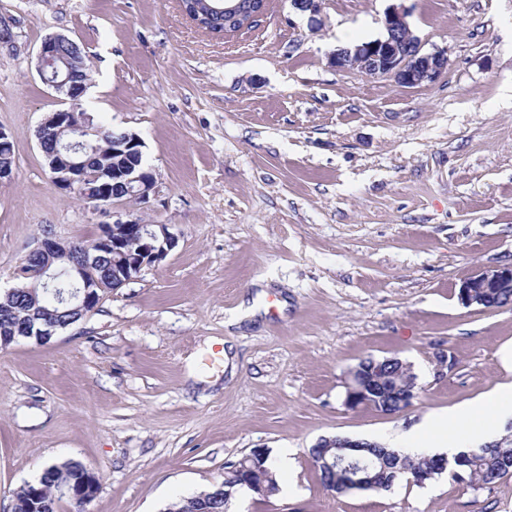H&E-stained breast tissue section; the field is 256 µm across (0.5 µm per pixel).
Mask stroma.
I'll use <instances>...</instances> for the list:
<instances>
[{
    "instance_id": "obj_1",
    "label": "stroma",
    "mask_w": 512,
    "mask_h": 512,
    "mask_svg": "<svg viewBox=\"0 0 512 512\" xmlns=\"http://www.w3.org/2000/svg\"><path fill=\"white\" fill-rule=\"evenodd\" d=\"M393 3L324 0L312 19L266 0L219 38L179 0H0L15 151L0 291L44 226L89 242L105 220L53 185L36 138L63 106L35 68L53 33L86 52L84 110L144 141L156 192L131 214L178 238L48 343L0 351V512L67 460L100 480L87 512H164L259 447L295 449V466L276 495L239 493L229 512H512V476L335 496L311 464L320 438L383 440L491 391L512 345V306L458 296L512 264V0H404L425 50L448 52L433 84L331 67L336 48L382 34ZM370 356L412 365V407L346 406L348 372ZM488 288L512 289V266L484 268L478 271L462 282L459 288V299L467 307L474 305L487 310L488 308L483 305L484 289Z\"/></svg>"
}]
</instances>
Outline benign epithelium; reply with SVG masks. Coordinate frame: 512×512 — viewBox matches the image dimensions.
I'll return each instance as SVG.
<instances>
[{"label":"benign epithelium","instance_id":"benign-epithelium-1","mask_svg":"<svg viewBox=\"0 0 512 512\" xmlns=\"http://www.w3.org/2000/svg\"><path fill=\"white\" fill-rule=\"evenodd\" d=\"M264 8H253L244 0H224V15L242 22L247 28L262 16ZM384 34L370 42L352 48L334 51L329 61L340 71H360L369 75L385 76L405 88H414L435 82L448 66L445 49L433 52L423 50V43L412 30L408 12L397 6L385 13ZM70 42L63 34H53L44 39L36 59V71L42 82L64 97L68 107L55 111L41 122L36 136L41 141L52 131L61 137L59 145L51 153L47 166L53 184L66 192L83 190L87 181L96 180L93 209L106 210L123 200L133 199L139 203L148 202L155 192L153 174L131 161L143 153V140L132 130H126L112 139V157L120 163L112 166V180L100 179V175L89 172L88 162L80 160L79 153L88 146L86 127L73 124L72 112L78 109L87 87L75 81L77 72L83 67L79 57L64 58L62 46ZM177 245V237L168 224H143L131 214L116 216V219L102 226L97 250L93 253L77 251L73 241L59 238L52 229L43 233L38 246L28 253L37 259V268L43 277L42 288H47L57 278L53 263L59 257L71 256L79 275V282L67 304L74 310L87 315L96 310L92 302L104 285L93 275L98 269L100 253H112V266L107 271L112 289L125 286L138 279L144 270L164 259ZM488 288L512 289V266L484 268L464 280L459 288V299L467 307H483L484 290ZM345 405L351 409L371 405L370 395L361 385L356 370L349 372L346 382ZM327 448H369L366 439L341 438L336 443L332 438H323Z\"/></svg>","mask_w":512,"mask_h":512}]
</instances>
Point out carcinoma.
<instances>
[{
    "label": "carcinoma",
    "mask_w": 512,
    "mask_h": 512,
    "mask_svg": "<svg viewBox=\"0 0 512 512\" xmlns=\"http://www.w3.org/2000/svg\"><path fill=\"white\" fill-rule=\"evenodd\" d=\"M187 7L188 16L203 24V30L214 35L224 31L232 32L237 29L236 23L228 22L224 17H201L196 6L202 0H181ZM74 122L79 125H89L100 131L95 139L82 152V157L89 161V168L96 173L112 171V156L108 154L112 138L122 133L109 127L94 123L93 118L85 110L75 112ZM29 283L20 280L15 292L9 296H0V335L21 336L26 333L32 319H37L44 325H58L63 329L73 324L76 313L66 312L61 308L44 305L38 291L28 290ZM361 381L379 389L375 394V403L380 408L395 413L402 410L399 393L406 380L415 377L412 370H400L397 361L380 363L377 359L368 357L358 363ZM323 449L313 448L310 456L323 489L331 494L343 495L352 489L356 479L366 476V466L371 462L384 463L389 471H397V480L404 479L402 470L410 471V476L420 475L424 480H435L443 474H450L452 480L469 482L471 484H491L512 473V434L502 435L495 448L480 445L454 457L453 464L444 468L440 465L441 457L429 454L413 456L401 453L395 448H363L349 451L344 448H333L327 458L343 457L349 461V468L336 466L332 469L322 461ZM96 482L95 475L80 461H64L48 464L40 479L25 484L13 494L12 512H30L29 504L33 498H38L46 512H56L57 503L62 497L57 494V487L62 483L80 486H90Z\"/></svg>",
    "instance_id": "1"
}]
</instances>
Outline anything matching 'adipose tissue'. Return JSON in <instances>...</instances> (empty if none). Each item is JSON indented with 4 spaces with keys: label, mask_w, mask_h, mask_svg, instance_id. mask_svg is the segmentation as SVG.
<instances>
[{
    "label": "adipose tissue",
    "mask_w": 512,
    "mask_h": 512,
    "mask_svg": "<svg viewBox=\"0 0 512 512\" xmlns=\"http://www.w3.org/2000/svg\"><path fill=\"white\" fill-rule=\"evenodd\" d=\"M512 419V382L500 384L477 401L426 416L419 424L390 439V447L413 455L431 450L457 456L494 440L502 422Z\"/></svg>",
    "instance_id": "ef3b65f1"
}]
</instances>
